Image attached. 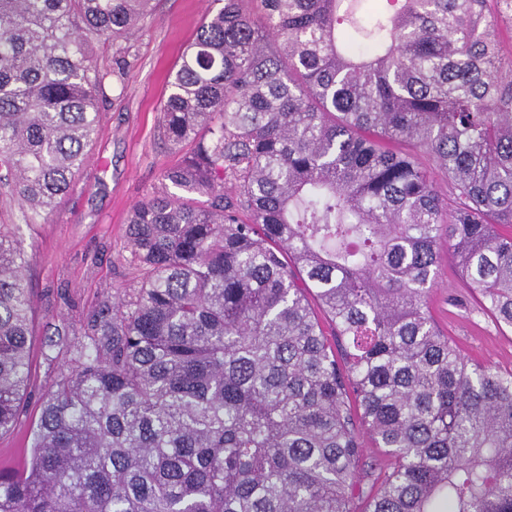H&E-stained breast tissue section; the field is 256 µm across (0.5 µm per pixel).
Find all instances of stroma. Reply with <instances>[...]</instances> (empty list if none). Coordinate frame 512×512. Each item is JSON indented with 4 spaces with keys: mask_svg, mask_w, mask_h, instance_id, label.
I'll use <instances>...</instances> for the list:
<instances>
[{
    "mask_svg": "<svg viewBox=\"0 0 512 512\" xmlns=\"http://www.w3.org/2000/svg\"><path fill=\"white\" fill-rule=\"evenodd\" d=\"M153 5L128 44L123 70L114 67L115 46L91 44L93 65L104 76L100 122L88 160L57 209L41 223L27 225L16 199L0 193V224L19 225L30 259L36 362L27 412L11 433L0 436V467L17 466L27 455L38 399L69 367L70 346L80 341L100 300L139 287L143 278L128 263L130 214L158 190L161 171L182 159L183 149L172 148L163 137L160 108L169 72L215 7L213 0H153ZM428 302L439 328L466 357L497 370L512 369V332L498 330L478 312L451 256L442 257ZM62 326L70 332L68 345L43 356V342Z\"/></svg>",
    "mask_w": 512,
    "mask_h": 512,
    "instance_id": "35a3bbf8",
    "label": "stroma"
}]
</instances>
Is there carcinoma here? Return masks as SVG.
<instances>
[{
    "mask_svg": "<svg viewBox=\"0 0 512 512\" xmlns=\"http://www.w3.org/2000/svg\"><path fill=\"white\" fill-rule=\"evenodd\" d=\"M365 2L206 15L160 109L190 149L130 215L141 286L91 316L0 512H512V371L461 355L428 305L446 246L512 330V17ZM151 3L0 0V168L27 223L97 131L89 43ZM28 266L0 224V435L34 372Z\"/></svg>",
    "mask_w": 512,
    "mask_h": 512,
    "instance_id": "cac0c4a2",
    "label": "carcinoma"
}]
</instances>
